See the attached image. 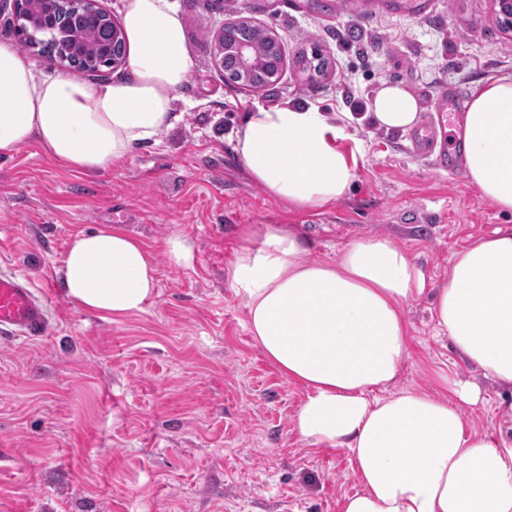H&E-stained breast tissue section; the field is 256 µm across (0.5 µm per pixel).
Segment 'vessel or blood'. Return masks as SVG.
<instances>
[{"label": "vessel or blood", "instance_id": "obj_1", "mask_svg": "<svg viewBox=\"0 0 512 512\" xmlns=\"http://www.w3.org/2000/svg\"><path fill=\"white\" fill-rule=\"evenodd\" d=\"M439 119L464 112V100L457 94L441 91L432 103ZM414 153L433 157L437 167L448 172L458 171L460 154L438 146L429 127H419L410 137ZM53 287L37 289L19 274H0V335L36 340L49 331V298Z\"/></svg>", "mask_w": 512, "mask_h": 512}]
</instances>
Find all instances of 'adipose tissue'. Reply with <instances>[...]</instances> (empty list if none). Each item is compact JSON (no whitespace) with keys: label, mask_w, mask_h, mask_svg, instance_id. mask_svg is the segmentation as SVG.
I'll return each instance as SVG.
<instances>
[{"label":"adipose tissue","mask_w":512,"mask_h":512,"mask_svg":"<svg viewBox=\"0 0 512 512\" xmlns=\"http://www.w3.org/2000/svg\"><path fill=\"white\" fill-rule=\"evenodd\" d=\"M130 75L101 86L41 78L0 43V156L38 141L61 167L84 173L122 165L136 145L157 144L179 121L173 108L192 59L175 0H123ZM415 96L383 85L368 104L377 127L408 131ZM328 116L282 106L249 112L232 136L251 179L272 198L321 209L345 196L355 173ZM464 168L480 195L512 213V75L479 82L463 116ZM300 238L244 225L229 286L264 356L307 395L295 429L311 445L345 448L360 484L341 512H512V445L469 428L463 406L479 386L451 380L439 398L388 393L409 353L406 302L432 295L437 327L485 374L512 387V225L456 253L446 286L430 288L408 252L387 237L350 242L333 261L302 257ZM67 297L101 316L149 305L152 253L110 227L74 235L60 268Z\"/></svg>","instance_id":"adipose-tissue-1"}]
</instances>
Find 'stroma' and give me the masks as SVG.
Listing matches in <instances>:
<instances>
[{
    "label": "stroma",
    "mask_w": 512,
    "mask_h": 512,
    "mask_svg": "<svg viewBox=\"0 0 512 512\" xmlns=\"http://www.w3.org/2000/svg\"><path fill=\"white\" fill-rule=\"evenodd\" d=\"M193 61L174 102L181 120L161 143L137 146L118 168L59 167L37 142L0 157V271L33 284L58 281L79 232L116 226L141 241L159 270L142 312L104 318L65 293L37 342H0V512H341L359 488L345 448H320L294 429L306 391L264 356L227 274L246 224L299 234L309 259H336L352 241L392 238L433 287L453 254L502 224L465 172L412 153L407 133L375 127L365 112L382 83L419 100L453 89L470 96L512 74V33L494 0H177ZM249 19L284 44L281 81L251 90L226 82L206 41ZM40 75L98 85L39 49ZM306 106L343 131L336 145L355 179L346 196L313 210L286 205L253 182L231 138L256 107ZM196 245L193 267L169 266L172 235ZM411 335L396 389L445 395L442 376L481 387L464 407L470 427L512 444V387L484 376L437 334L430 297L408 301Z\"/></svg>",
    "instance_id": "stroma-1"
}]
</instances>
